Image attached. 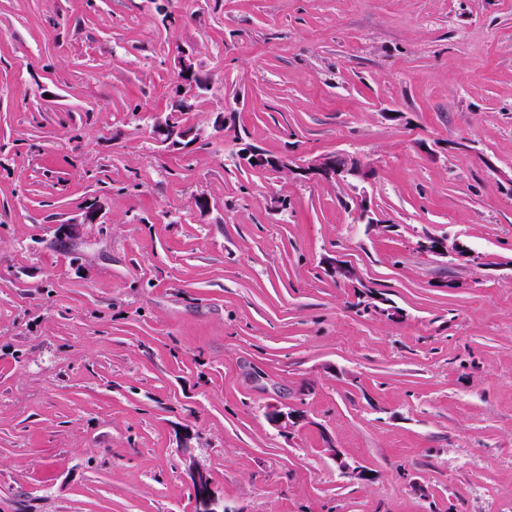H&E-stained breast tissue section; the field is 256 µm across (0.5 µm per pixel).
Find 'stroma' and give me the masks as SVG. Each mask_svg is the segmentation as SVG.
Listing matches in <instances>:
<instances>
[{
	"label": "stroma",
	"instance_id": "35a3bbf8",
	"mask_svg": "<svg viewBox=\"0 0 512 512\" xmlns=\"http://www.w3.org/2000/svg\"><path fill=\"white\" fill-rule=\"evenodd\" d=\"M181 49L224 131L163 152ZM192 464L230 512H512V0H0V512H194ZM240 158L245 163L251 162V159H256V163H253L254 165H263L269 168L272 166L278 168L287 166L274 171L288 169V167L292 169L288 158H267L247 144L240 150ZM292 170L296 171L297 174L315 176L327 182H348L352 179L365 180L369 176L368 171L359 161L336 153L318 155L309 161L299 164ZM266 417L281 432L288 433L303 420L304 415L297 409L288 410V407L273 405L268 408ZM324 452L336 461L337 469L345 477L351 478L358 481H368L371 476L370 473L363 466L357 462L351 461L349 457L345 456L339 448H335L329 442L327 448H324Z\"/></svg>",
	"mask_w": 512,
	"mask_h": 512
}]
</instances>
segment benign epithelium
Returning <instances> with one entry per match:
<instances>
[{"instance_id": "obj_1", "label": "benign epithelium", "mask_w": 512, "mask_h": 512, "mask_svg": "<svg viewBox=\"0 0 512 512\" xmlns=\"http://www.w3.org/2000/svg\"><path fill=\"white\" fill-rule=\"evenodd\" d=\"M173 70L177 76L175 100L170 111L156 115L152 125L155 143L165 152L178 151L201 142H207L216 133L224 130V118L222 117L210 128L183 124L174 119L177 113L188 110L192 101L204 95V92L210 89V84L195 82V79L199 77V64L196 57L185 50H180L174 55ZM240 158L246 163L254 159L256 164L269 168L289 165L288 159L268 158L247 144L240 150ZM294 171L300 175L315 176L327 182L365 180L369 176L368 171L359 161L336 153L318 155L294 167ZM422 248L437 254L452 252L462 256L466 253L462 244L449 245L438 239H431L423 243ZM328 271L339 280L354 281L358 279L357 271L341 261L330 263ZM266 417L273 426L281 432L287 433L303 420L304 415L297 409L288 410L282 406L273 405L268 408ZM324 452L336 461L337 469L344 476L358 481L370 480L368 470L350 460L340 449L329 445ZM189 478L196 512H226L227 507L224 506V501L215 496L211 480L205 470L194 467L189 472Z\"/></svg>"}]
</instances>
